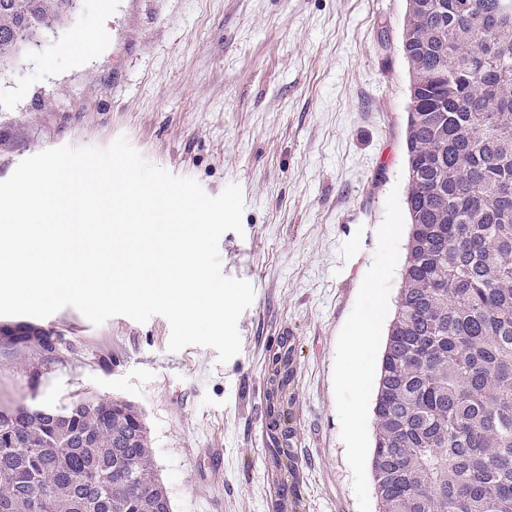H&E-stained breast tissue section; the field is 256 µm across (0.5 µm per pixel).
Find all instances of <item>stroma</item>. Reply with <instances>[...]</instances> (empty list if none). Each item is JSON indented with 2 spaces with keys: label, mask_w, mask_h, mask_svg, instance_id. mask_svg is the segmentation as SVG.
I'll return each instance as SVG.
<instances>
[{
  "label": "stroma",
  "mask_w": 512,
  "mask_h": 512,
  "mask_svg": "<svg viewBox=\"0 0 512 512\" xmlns=\"http://www.w3.org/2000/svg\"><path fill=\"white\" fill-rule=\"evenodd\" d=\"M406 0H80L0 65V181L43 150L109 145L239 185L243 231L222 235L226 277L255 297L241 351L167 348L160 315L41 324L56 358L0 351V407L84 396L141 410L173 512H378L376 382L346 376L348 338L379 313L381 360L406 257ZM293 347L289 424L298 491L280 502L268 378Z\"/></svg>",
  "instance_id": "1"
}]
</instances>
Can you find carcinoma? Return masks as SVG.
<instances>
[{
  "label": "carcinoma",
  "instance_id": "1",
  "mask_svg": "<svg viewBox=\"0 0 512 512\" xmlns=\"http://www.w3.org/2000/svg\"><path fill=\"white\" fill-rule=\"evenodd\" d=\"M75 0H0V65ZM408 251L374 403L379 512H512V0H407ZM0 348L53 331L30 322ZM269 398L293 370L281 343ZM271 435L292 441L288 412ZM131 403L0 409V512H172Z\"/></svg>",
  "mask_w": 512,
  "mask_h": 512
}]
</instances>
